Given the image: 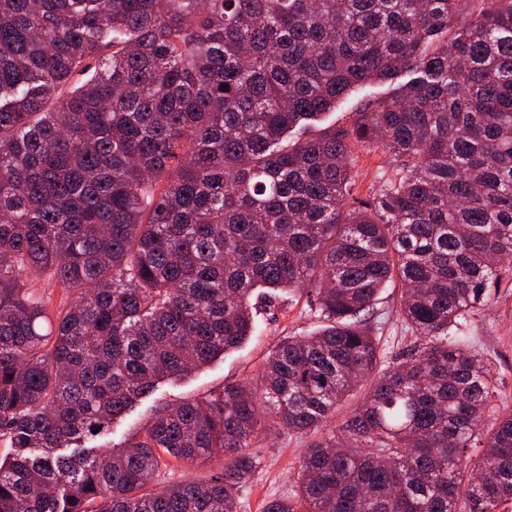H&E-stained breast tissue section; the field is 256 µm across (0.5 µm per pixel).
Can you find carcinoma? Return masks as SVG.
I'll list each match as a JSON object with an SVG mask.
<instances>
[{
    "instance_id": "obj_1",
    "label": "carcinoma",
    "mask_w": 512,
    "mask_h": 512,
    "mask_svg": "<svg viewBox=\"0 0 512 512\" xmlns=\"http://www.w3.org/2000/svg\"><path fill=\"white\" fill-rule=\"evenodd\" d=\"M378 147L398 165L361 200ZM504 256L512 0H0V512H236L263 408L317 435L264 512H499L512 414L485 424L495 369L461 328ZM392 283L410 343L388 356ZM259 288L307 294L325 325L280 340L260 385L89 445L245 342ZM217 454L224 471L155 487L164 457ZM405 79H393L392 81L373 82L370 85L352 92L344 99L332 112L322 118L318 127H347L350 126L357 118L356 108L364 99L390 100L396 95V88ZM401 301L400 288H387L379 297L378 304L375 306L381 321L386 322L383 325L381 336V346L386 348L388 356L398 352L406 347L409 341L402 340L400 323L398 322L399 304Z\"/></svg>"
}]
</instances>
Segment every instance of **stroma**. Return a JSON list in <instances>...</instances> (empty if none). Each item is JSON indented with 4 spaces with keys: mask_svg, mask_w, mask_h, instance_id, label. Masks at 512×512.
<instances>
[{
    "mask_svg": "<svg viewBox=\"0 0 512 512\" xmlns=\"http://www.w3.org/2000/svg\"><path fill=\"white\" fill-rule=\"evenodd\" d=\"M397 86V81L389 80L352 92L336 110L323 117L322 126H350L362 100L392 99ZM400 301V289L389 288L382 292L376 306L384 323L381 345L391 354L405 346L398 322ZM320 324L319 313L311 311L305 300L258 301L253 332L247 342L185 378L157 383L149 395L140 398L97 437V444L123 447L164 406L207 398L229 384L257 383L265 360L283 337L308 335ZM466 334L472 346L496 368L499 393L493 401L494 411L512 414V273L503 272L491 284L482 309L468 325ZM307 444V438L292 432L274 429L259 434L252 451L260 464L251 482L239 493L237 512H263L267 501L287 496L295 484L298 462Z\"/></svg>",
    "mask_w": 512,
    "mask_h": 512,
    "instance_id": "1",
    "label": "stroma"
}]
</instances>
